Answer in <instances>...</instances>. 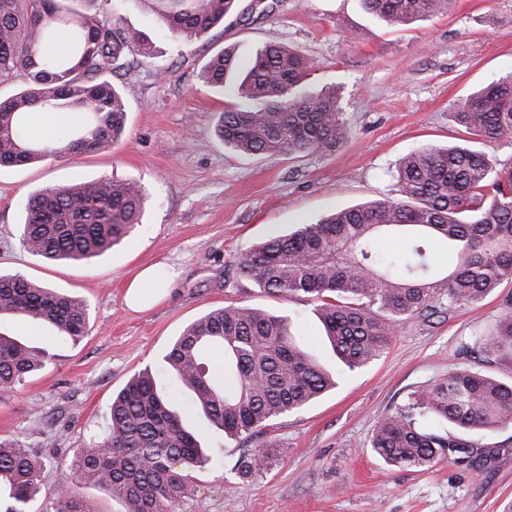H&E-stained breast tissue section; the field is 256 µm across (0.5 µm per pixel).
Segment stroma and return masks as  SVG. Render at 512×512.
<instances>
[{"label":"stroma","mask_w":512,"mask_h":512,"mask_svg":"<svg viewBox=\"0 0 512 512\" xmlns=\"http://www.w3.org/2000/svg\"><path fill=\"white\" fill-rule=\"evenodd\" d=\"M125 28L158 53L120 85L127 130L112 149L72 160L49 158L0 168V269L18 271L87 301L91 332L79 342L48 328L0 319V332L46 351L41 374L0 390V437L17 438L45 462L53 489L58 463L102 432L112 398L144 368L162 375L173 339L218 307L248 304L290 316L307 348L336 367L339 383L252 439L207 430L211 456L193 470L196 492L175 512H512V424L491 433L497 453L481 468L444 462L419 471L393 467L369 446L375 424L408 394L464 364L473 337L490 333L512 278L483 301L431 322L400 321L385 353L356 370L340 366L310 302L265 293L241 277L249 248L298 224L369 199L395 196L397 159L428 143L460 144L452 114L473 92L512 71V0H453L446 14L391 27L360 0H239L223 26L176 47L147 5L118 8ZM286 44L312 62L307 82L342 87L348 142L331 155H243L215 128L229 99L199 78L227 47L249 62L264 45ZM103 176L143 185V223L108 254L85 265L30 256L18 226L35 190ZM156 269L163 299L134 312L125 295L142 268ZM273 448L265 470L246 476L250 449Z\"/></svg>","instance_id":"35a3bbf8"}]
</instances>
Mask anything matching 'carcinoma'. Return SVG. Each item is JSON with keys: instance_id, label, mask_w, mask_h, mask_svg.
I'll use <instances>...</instances> for the list:
<instances>
[{"instance_id": "cac0c4a2", "label": "carcinoma", "mask_w": 512, "mask_h": 512, "mask_svg": "<svg viewBox=\"0 0 512 512\" xmlns=\"http://www.w3.org/2000/svg\"><path fill=\"white\" fill-rule=\"evenodd\" d=\"M97 0H0V80L17 73L24 87L0 93V167L78 157L112 147L125 134L123 93L110 75L147 63L153 43L93 8ZM168 35L191 45L224 23L236 0H144ZM449 0H362L391 26L426 20ZM309 61L294 49L264 46L246 66L235 50L210 57L201 71L209 87L235 100L216 132L244 155L332 154L350 129L335 85L306 88ZM40 108L73 111L52 138L32 136L28 117ZM487 144L512 138V72L477 91L453 112ZM399 197L344 207L312 224L254 245L240 275L272 295H301L336 356L351 370L388 349L396 324L482 301L512 275V171H494L489 155L468 146L426 144L395 167ZM146 194L135 179L98 178L33 192L19 224L23 248L49 264H86L105 255L142 224ZM398 240L403 252L384 246ZM456 253L453 271L435 249ZM55 329L77 342L88 336L85 301L47 288L21 272H0V318ZM470 352L512 355V302L496 329ZM46 353L0 333V389L44 369ZM164 368L191 393L199 413L224 437L242 440L298 411L336 386V376L296 337L289 318L250 305L217 308L186 325L164 355ZM157 374H134L112 401L108 424L75 457L60 464L66 482L47 492L41 512H90L72 491L94 483L127 512H174L195 488L189 470L209 462L201 431L172 408ZM512 423V384L463 366L408 394L384 415L369 447L385 463L425 469L440 462L477 463L497 449L482 438ZM269 449L249 455L247 474L268 464ZM44 464L19 439H0V501L28 512L41 492Z\"/></svg>"}]
</instances>
